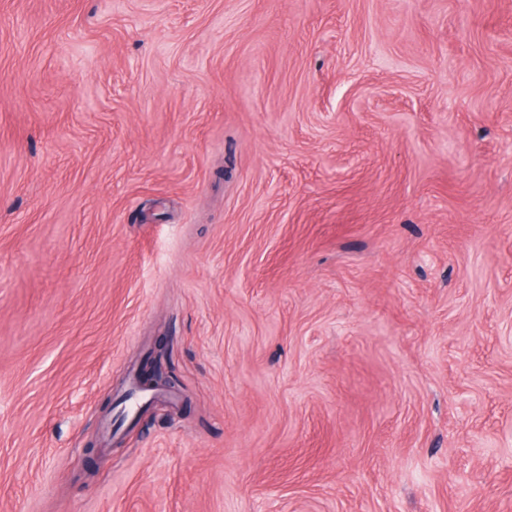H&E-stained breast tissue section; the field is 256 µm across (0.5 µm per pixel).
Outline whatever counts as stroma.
<instances>
[{
    "instance_id": "35a3bbf8",
    "label": "stroma",
    "mask_w": 512,
    "mask_h": 512,
    "mask_svg": "<svg viewBox=\"0 0 512 512\" xmlns=\"http://www.w3.org/2000/svg\"><path fill=\"white\" fill-rule=\"evenodd\" d=\"M0 512H512V0H0Z\"/></svg>"
}]
</instances>
